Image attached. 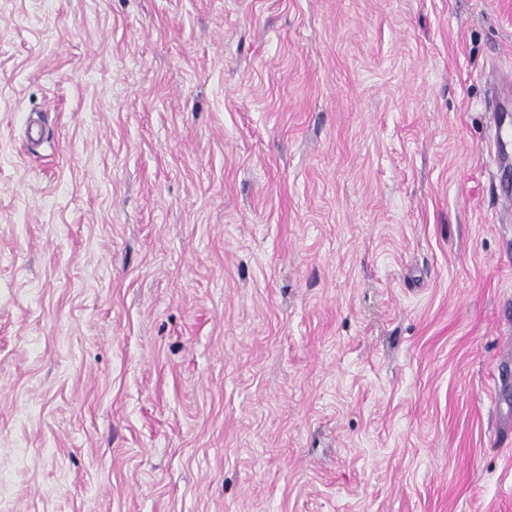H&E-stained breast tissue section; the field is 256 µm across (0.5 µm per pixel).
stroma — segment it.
Returning a JSON list of instances; mask_svg holds the SVG:
<instances>
[{
	"label": "stroma",
	"mask_w": 512,
	"mask_h": 512,
	"mask_svg": "<svg viewBox=\"0 0 512 512\" xmlns=\"http://www.w3.org/2000/svg\"><path fill=\"white\" fill-rule=\"evenodd\" d=\"M498 114L512 0H0V512H512Z\"/></svg>",
	"instance_id": "1"
}]
</instances>
